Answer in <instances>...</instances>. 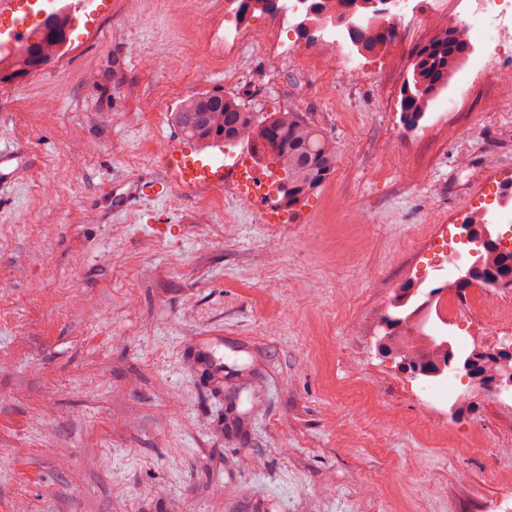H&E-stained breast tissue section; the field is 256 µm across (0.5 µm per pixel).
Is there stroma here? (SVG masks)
Listing matches in <instances>:
<instances>
[{
  "mask_svg": "<svg viewBox=\"0 0 512 512\" xmlns=\"http://www.w3.org/2000/svg\"><path fill=\"white\" fill-rule=\"evenodd\" d=\"M247 19L224 70V0H106L63 54L0 83V138L23 165L0 192V512H491L512 491V408L487 390L416 426L424 379L379 356L396 288L433 278L427 236L512 175V60L465 61L417 127L413 48L450 24L408 14L385 51L322 39L268 59ZM300 109L336 170L287 209L197 221L211 192L172 167L188 97ZM450 126H437L439 113ZM132 180L155 199L113 208ZM278 238V252L268 248ZM224 339L214 393L200 337Z\"/></svg>",
  "mask_w": 512,
  "mask_h": 512,
  "instance_id": "stroma-1",
  "label": "stroma"
}]
</instances>
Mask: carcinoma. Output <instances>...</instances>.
Returning <instances> with one entry per match:
<instances>
[{
    "instance_id": "1",
    "label": "carcinoma",
    "mask_w": 512,
    "mask_h": 512,
    "mask_svg": "<svg viewBox=\"0 0 512 512\" xmlns=\"http://www.w3.org/2000/svg\"><path fill=\"white\" fill-rule=\"evenodd\" d=\"M306 8L296 28L304 36L332 27L347 31L346 21L360 23L357 39L351 41L361 55L378 54L393 39L392 27L381 18V11L370 13L360 0H303ZM72 19L62 11L48 14L41 24L37 41L22 45L8 65L0 61V79L14 69L31 70L34 57L49 60L68 42ZM473 46L464 28L453 24L435 35L414 51L412 72L402 91L400 108L407 126L414 127L424 117L429 103L448 87L449 80L470 56ZM171 121L188 139L204 147H225L238 143H252L261 155L269 158L282 172L277 194L288 207L303 203L331 178L336 169V145L320 129L304 118L301 112H252L235 98L214 93H199L185 100L171 113ZM486 258L473 278L463 282L454 279L453 286L464 292L476 280L493 286V277L501 273L502 258L493 237L483 235ZM421 304L419 289L409 285L394 296L393 314L407 318L417 315ZM424 327L395 333L392 349L397 357L407 355L412 345L421 346L418 363L436 366L448 359L450 349L428 338Z\"/></svg>"
}]
</instances>
